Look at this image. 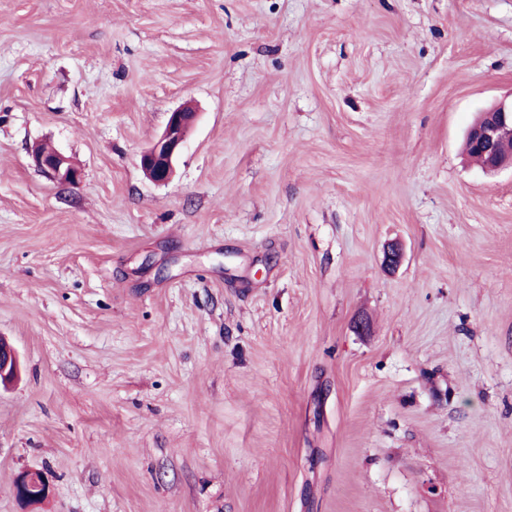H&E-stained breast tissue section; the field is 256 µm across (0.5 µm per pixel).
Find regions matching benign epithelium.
Returning <instances> with one entry per match:
<instances>
[{"label":"benign epithelium","mask_w":512,"mask_h":512,"mask_svg":"<svg viewBox=\"0 0 512 512\" xmlns=\"http://www.w3.org/2000/svg\"><path fill=\"white\" fill-rule=\"evenodd\" d=\"M193 114L194 111L188 105L170 112L163 132L141 154V167L153 182L165 184L170 180L174 160L186 141ZM467 136L471 144L482 154V168L485 171L512 169V154L503 156L497 150L500 143L512 141V100H502L483 112ZM33 158L41 170L62 183L75 184L81 178L80 169L57 151L52 154L36 151ZM17 369L16 353L0 342V383L13 378ZM17 489L25 496L28 492L34 491L43 497L47 492V484L43 479L33 481L32 475L28 473L19 478Z\"/></svg>","instance_id":"benign-epithelium-1"}]
</instances>
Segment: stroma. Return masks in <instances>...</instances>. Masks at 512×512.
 Segmentation results:
<instances>
[{
	"label": "stroma",
	"instance_id": "obj_1",
	"mask_svg": "<svg viewBox=\"0 0 512 512\" xmlns=\"http://www.w3.org/2000/svg\"><path fill=\"white\" fill-rule=\"evenodd\" d=\"M511 94L512 0H0V512H512ZM467 139L477 148L480 155L474 151L470 142L465 141L466 155L475 162H481V167L487 172L512 169V154L500 155L497 147L504 142L500 149L512 152V94L510 101L502 100L487 111L483 112L467 133ZM194 111L183 105L169 116L163 132L143 151L141 167L155 183H167L174 170V160L188 136ZM36 165L44 172L62 183L75 184L81 178L80 169L68 158L55 151L52 154L40 153L37 150L33 154Z\"/></svg>",
	"mask_w": 512,
	"mask_h": 512
}]
</instances>
